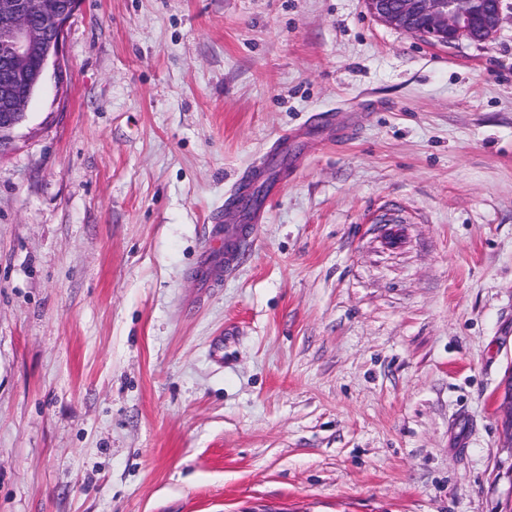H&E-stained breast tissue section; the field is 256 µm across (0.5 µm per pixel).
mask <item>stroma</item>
<instances>
[{
    "label": "stroma",
    "mask_w": 512,
    "mask_h": 512,
    "mask_svg": "<svg viewBox=\"0 0 512 512\" xmlns=\"http://www.w3.org/2000/svg\"><path fill=\"white\" fill-rule=\"evenodd\" d=\"M510 377L512 0H80L0 154V512H505ZM380 22L443 45L485 43L497 32L502 0H366Z\"/></svg>",
    "instance_id": "1"
}]
</instances>
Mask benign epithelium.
Segmentation results:
<instances>
[{
    "mask_svg": "<svg viewBox=\"0 0 512 512\" xmlns=\"http://www.w3.org/2000/svg\"><path fill=\"white\" fill-rule=\"evenodd\" d=\"M380 22L443 45L485 43L497 32L502 0H366ZM80 0H0V146L16 128L50 64L59 60L65 25ZM31 92L19 96L14 84Z\"/></svg>",
    "mask_w": 512,
    "mask_h": 512,
    "instance_id": "obj_1",
    "label": "benign epithelium"
}]
</instances>
